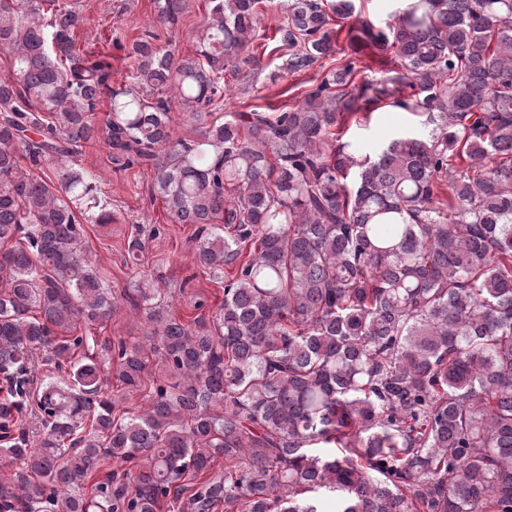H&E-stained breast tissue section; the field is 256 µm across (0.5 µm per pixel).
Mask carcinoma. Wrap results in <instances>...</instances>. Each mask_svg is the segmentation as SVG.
I'll use <instances>...</instances> for the list:
<instances>
[{
    "mask_svg": "<svg viewBox=\"0 0 512 512\" xmlns=\"http://www.w3.org/2000/svg\"><path fill=\"white\" fill-rule=\"evenodd\" d=\"M155 2L175 28L184 0ZM211 2L195 56L135 39L114 87L76 52V5L0 0V512H512V0H411L382 27L354 0H287L281 70L344 39L386 77L358 85L339 58L299 104L223 118L207 108L257 63L262 0ZM105 95L110 158L199 225L216 312L186 324L156 280L118 294L91 268L83 222L112 213L76 160ZM386 100L424 128L361 157L347 124ZM175 104L196 138L173 135ZM118 298L141 339L82 333ZM36 351L66 380L35 396ZM152 358L176 381L116 410Z\"/></svg>",
    "mask_w": 512,
    "mask_h": 512,
    "instance_id": "carcinoma-1",
    "label": "carcinoma"
}]
</instances>
